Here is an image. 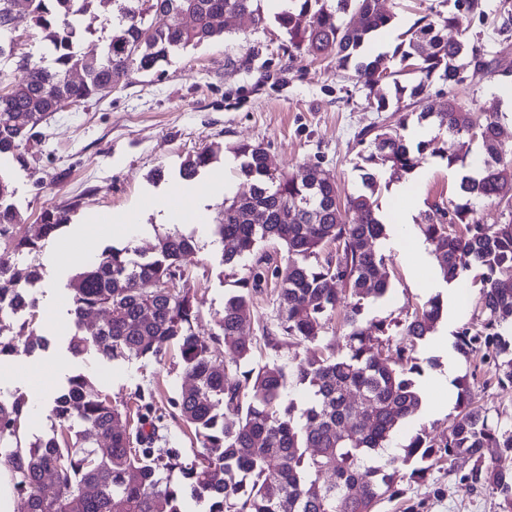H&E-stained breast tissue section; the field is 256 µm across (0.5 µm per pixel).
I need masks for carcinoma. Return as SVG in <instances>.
Wrapping results in <instances>:
<instances>
[{"mask_svg": "<svg viewBox=\"0 0 512 512\" xmlns=\"http://www.w3.org/2000/svg\"><path fill=\"white\" fill-rule=\"evenodd\" d=\"M18 1L53 54L49 67L19 56L16 64L28 70L27 79L0 87V158L22 166L29 146L42 141V123L58 101L102 100L128 85L134 73L223 36L228 14L248 16L256 25L266 20L261 0H0V57L14 55L3 44L15 41L10 17ZM93 9L110 30L99 54L79 47L83 17ZM460 13L483 15V0H453L448 14L416 19L409 38L393 51L395 67L387 54L372 51L379 31L396 17L380 0H288L274 13L288 52L335 57L337 67L368 90L367 104L377 112L405 95L413 110L397 129L358 134L364 190L343 204L336 183L317 168L276 176L262 145L230 147L251 189L245 198L224 199L214 234L224 265L247 273L224 299L218 330L207 337L194 331L197 295L166 287L184 277L196 252L192 237L179 230L158 241L152 260L134 259L136 250L128 245L112 246L70 281L77 326L97 311L110 312L96 332L71 338L72 353L93 349L107 359L160 360L177 346L185 383L170 405L194 429L199 448L186 456L177 448L154 447L161 417L150 416L151 403L137 407L132 426L127 411L81 375L68 378L53 399L60 435L29 446L19 435L24 401L0 399V471L8 473L14 512H187L188 496L207 503V512H379L381 503L403 494L402 476L420 482L458 457L473 464L456 478L457 487L488 489L499 496L500 512H512V468L500 464L512 454V426L492 422L464 378L454 382L448 434L435 439L421 429L398 453L384 454L396 430L421 412L416 377L423 368L416 347L443 318L442 297L429 298L402 319L361 323L364 303L385 298L391 287L381 248L386 224L374 198L380 174L410 173L427 153L447 158L450 166H469L476 140L479 172L462 177V202L431 205L428 223L419 228L435 243L445 282L473 267L482 270L481 323L461 326L456 348L466 354L494 347L497 382L512 385V147L502 140L494 115L454 99L437 109L429 94L434 80L456 84L466 68L474 77L507 76L512 68H500L479 46L448 38ZM74 72L81 75L77 83L68 80ZM411 72L418 81L408 88L400 76ZM410 120L425 121L446 138L412 147L399 132ZM215 154L208 147L188 156L181 178L194 179ZM14 194L12 181L0 172V238L18 222ZM478 203L502 206L511 219L482 224ZM67 221L65 210H44L14 250H39ZM266 243L287 254L284 265L271 271L258 254ZM270 276L278 286L277 315L261 340L274 356L256 364L257 343L242 332L252 292ZM33 277L0 261V322L15 315L5 291L22 295L21 282ZM340 307L347 330L338 337L328 331L335 330ZM394 336L401 341L392 343ZM286 346L306 347L305 357L279 362ZM299 386L304 394L298 399ZM175 473L183 482L172 481Z\"/></svg>", "mask_w": 512, "mask_h": 512, "instance_id": "1", "label": "carcinoma"}]
</instances>
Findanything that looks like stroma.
I'll return each mask as SVG.
<instances>
[{
	"label": "stroma",
	"instance_id": "obj_1",
	"mask_svg": "<svg viewBox=\"0 0 512 512\" xmlns=\"http://www.w3.org/2000/svg\"><path fill=\"white\" fill-rule=\"evenodd\" d=\"M486 17L460 16L457 29L488 52H502L512 62V30L501 26L512 12V0H485ZM287 39L274 20L257 25L248 18L226 16L224 35L213 42L190 47L173 55L159 71L133 74L126 87L112 91L100 102L67 112L51 114L43 124L42 143L28 153L29 166L21 168L8 160L7 169L16 188L13 202L20 221L14 238L22 237L39 223L43 210L57 207L70 212V224L56 239L45 241L39 251L15 253L11 241L0 242V259L31 267L37 273L27 293L37 303L31 322L15 317L0 324V336L11 337L20 325L46 337V348L27 354L16 379L0 385V396L38 400L41 414L23 419L20 437L31 444L52 436L56 421L52 397L68 377L81 374L94 390L107 394L113 404L135 409L138 392L152 393L163 416L162 448L191 453L193 437L174 416L170 398L183 382L177 349L165 358L107 360L94 353L73 354L69 341L76 328L69 315L67 284L81 269L80 245L71 229L84 224H108L113 215L137 212L143 225L135 246L151 258L159 237L172 231L161 202L178 193L186 194L188 211L204 202L207 222L187 223L181 232L194 237L197 252L179 285L196 291L203 299L201 315L194 325L197 334L210 335L224 311V298L236 288L242 270L220 263L221 246L213 230L224 207L217 184L232 183L233 194L249 193L250 183L238 175L228 148L239 142L262 145L275 174H286L302 166L322 169L335 182L340 196L361 188L356 168L360 147L356 136L370 126H397L394 111L376 112L365 100L366 92L339 70L334 59H323L300 51L284 52ZM502 78L491 74L474 82L448 85L437 80L429 88L435 106L456 99L463 106L477 105L481 111L499 116L502 138L512 143V112L501 109L494 87ZM218 145V159L194 182L180 179L179 168L190 154ZM416 190L423 208L411 233L427 221V208L436 202L458 198L459 182L445 160L426 157ZM387 271L392 290L379 303L365 304L364 320L404 318L422 305L429 294L421 289V277L405 262L401 252L385 245ZM465 298L449 303L438 333L418 345L420 359H436L419 380L429 396L415 419L402 426L391 445L399 448L419 430L430 436L448 431L449 408L443 404L437 378L454 381L467 376L473 392L492 417L512 423V387L500 388L494 376V350L476 349L468 354L443 357V347L453 346L456 330L480 321L478 307L480 272H468L458 283ZM402 499L384 503L381 512H498V497L484 490L468 494L458 490L446 471L436 470L419 483H404Z\"/></svg>",
	"mask_w": 512,
	"mask_h": 512
}]
</instances>
